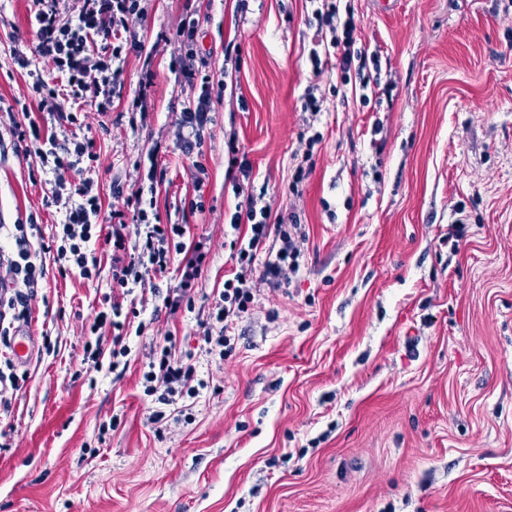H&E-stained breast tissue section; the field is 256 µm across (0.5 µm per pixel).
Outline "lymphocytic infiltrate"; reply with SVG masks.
Instances as JSON below:
<instances>
[{
	"mask_svg": "<svg viewBox=\"0 0 512 512\" xmlns=\"http://www.w3.org/2000/svg\"><path fill=\"white\" fill-rule=\"evenodd\" d=\"M140 2L81 0L77 16L66 19L60 14L59 0H31L30 24L36 44L28 52L15 49L14 59L31 78L38 105L33 108L19 100L16 111L27 115L36 108L75 126L80 125L81 115L65 110V102L88 99L97 114L111 112L112 102L122 89L119 61L125 53L143 51L132 28L134 19L144 15ZM314 14L329 30L328 46L336 54L342 73H349L353 63L366 62V52L356 46L353 11H340L337 0H320ZM207 66L206 60L192 54L180 57L177 65L185 82L199 89L192 108L181 120L197 138L208 122L212 103ZM10 133L16 146L37 159L41 170L53 174L51 202L64 209L65 219L47 242L36 217L7 228L9 244L0 247V344L9 345L17 321L29 320L37 288L46 277L47 262H54L63 276L71 272L87 281L99 279L102 269L96 243L101 239L112 247V286L125 296L135 288L146 287L149 276L164 274L176 256H183L184 278L179 286L168 289L163 305L172 312L184 305L193 306L189 285L201 269L202 254L199 248L187 247L183 225L160 223L153 206L144 199L143 188L132 190L121 208L106 213L92 180L68 182V174L82 163L97 162L94 137L61 140L56 134L42 133L33 121L15 123ZM235 192L244 195L245 203L232 215L230 225L235 230L248 226L250 234L232 241L239 270L234 278L225 280L220 298L204 323L209 353L222 358L232 351L231 339L225 334L229 320L247 313L254 302L253 280L261 279L273 288L287 283L290 273L299 269L305 241L304 235L287 229L283 217L273 213L270 206L257 205L253 196L245 195L243 186H236ZM272 237L279 241L274 258L258 262V251ZM137 316L136 309H123L116 301L96 312L88 324L92 339L83 345L82 368L118 371L129 354L127 330ZM105 328L112 333L108 344L99 337ZM195 374L191 358L174 357L168 346L153 350L142 374L146 395L156 397L161 405L153 412V421L162 420L163 406L173 404L176 398L195 396Z\"/></svg>",
	"mask_w": 512,
	"mask_h": 512,
	"instance_id": "f902f5d3",
	"label": "lymphocytic infiltrate"
}]
</instances>
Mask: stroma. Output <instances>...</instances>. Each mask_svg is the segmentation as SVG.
<instances>
[{"label":"stroma","instance_id":"obj_1","mask_svg":"<svg viewBox=\"0 0 512 512\" xmlns=\"http://www.w3.org/2000/svg\"><path fill=\"white\" fill-rule=\"evenodd\" d=\"M348 2L378 57L381 90L366 100L335 63L313 75L309 0H147L133 23L153 56L147 109L132 106V53L111 113L89 117L88 176L108 209L156 163L161 223L206 243L194 307L172 315L154 289L134 291L148 326L127 340V370L83 373L81 325L112 294L111 252L97 243L91 284L48 271L33 358L0 408V512H512V0ZM189 8L224 84L190 149L179 121L197 93L173 71ZM28 16L29 0H0L5 106L31 97L13 59L32 46ZM304 134L319 135L313 149ZM232 138L249 191L295 217L306 243L289 284L257 283L222 360L202 322L235 271ZM34 165L0 151V220L35 216L49 237L64 216ZM195 197L204 212L188 210ZM164 344L192 355L201 386L156 424L141 378Z\"/></svg>","mask_w":512,"mask_h":512}]
</instances>
